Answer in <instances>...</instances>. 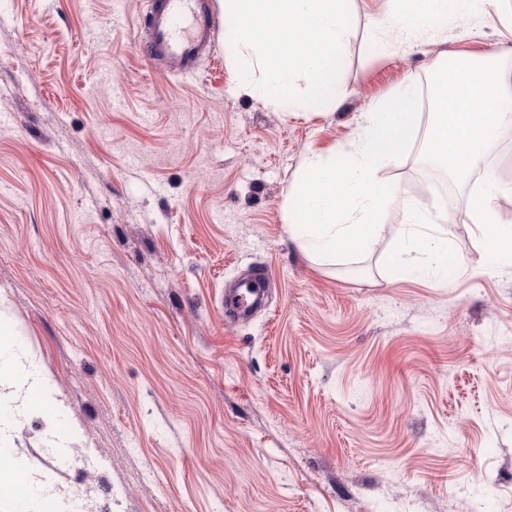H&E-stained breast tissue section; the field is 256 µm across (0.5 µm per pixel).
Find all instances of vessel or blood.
<instances>
[{
	"label": "vessel or blood",
	"instance_id": "obj_1",
	"mask_svg": "<svg viewBox=\"0 0 512 512\" xmlns=\"http://www.w3.org/2000/svg\"><path fill=\"white\" fill-rule=\"evenodd\" d=\"M222 19L213 0H152L146 15L147 58L169 74L194 71L215 57Z\"/></svg>",
	"mask_w": 512,
	"mask_h": 512
}]
</instances>
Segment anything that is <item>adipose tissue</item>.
<instances>
[{"label": "adipose tissue", "mask_w": 512, "mask_h": 512, "mask_svg": "<svg viewBox=\"0 0 512 512\" xmlns=\"http://www.w3.org/2000/svg\"><path fill=\"white\" fill-rule=\"evenodd\" d=\"M388 9L376 18L378 30L401 26L407 38L423 36L450 20L481 16L487 23L505 24L501 0H387ZM511 186L494 174H485L481 184L465 200L448 197L449 208L462 210L465 220L483 245L485 261L496 265L512 255V223L504 221L498 209L499 197ZM17 331L0 321V433L9 431L18 416L46 415L51 423L47 445L67 448L81 443L77 424L68 414L62 396L51 390L33 361L21 360L14 350ZM9 497L13 512H83L76 496L61 495L52 480L26 477L24 468L10 448H0V496Z\"/></svg>", "instance_id": "adipose-tissue-1"}]
</instances>
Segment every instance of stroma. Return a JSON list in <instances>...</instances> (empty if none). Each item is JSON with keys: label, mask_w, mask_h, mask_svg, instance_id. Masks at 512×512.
I'll list each match as a JSON object with an SVG mask.
<instances>
[{"label": "stroma", "mask_w": 512, "mask_h": 512, "mask_svg": "<svg viewBox=\"0 0 512 512\" xmlns=\"http://www.w3.org/2000/svg\"><path fill=\"white\" fill-rule=\"evenodd\" d=\"M147 5L0 0V297L83 434L64 463L20 420L17 460L87 512H512V265L456 210L445 285L387 270L390 235L316 265L286 227L307 155L445 54L512 66V36L463 20L409 49L385 0H348L337 105L284 111L222 47L152 72ZM424 164L380 177L415 191ZM256 269L265 307L226 321Z\"/></svg>", "instance_id": "35a3bbf8"}]
</instances>
